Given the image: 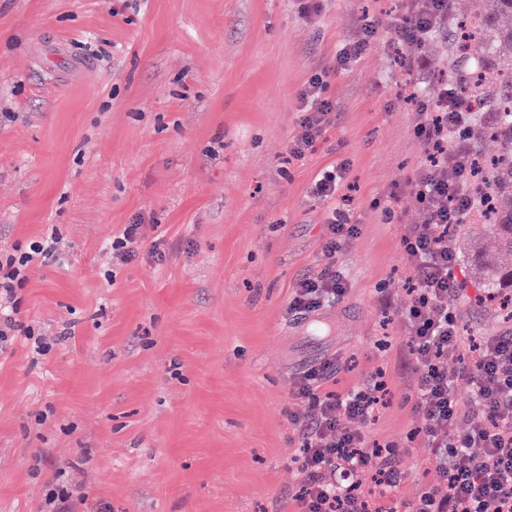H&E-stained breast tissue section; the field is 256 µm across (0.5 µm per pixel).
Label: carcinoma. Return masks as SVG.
I'll return each instance as SVG.
<instances>
[{
	"label": "carcinoma",
	"instance_id": "cac0c4a2",
	"mask_svg": "<svg viewBox=\"0 0 512 512\" xmlns=\"http://www.w3.org/2000/svg\"><path fill=\"white\" fill-rule=\"evenodd\" d=\"M512 16V0H477L474 19L477 31L467 33L453 11H448V30L455 32L451 43L448 83L455 86L460 100L468 105L471 120L457 136L473 144L486 137L500 146V154L478 161L479 175L470 186L478 199L474 215L489 218L474 220L457 234L458 248L475 261V275L485 288L512 293V267L496 264L480 256L482 238L491 234L500 252L512 256V205L500 204L512 198V26H501L504 16ZM495 31L491 41L479 31ZM487 84L497 86L495 96L485 95Z\"/></svg>",
	"mask_w": 512,
	"mask_h": 512
}]
</instances>
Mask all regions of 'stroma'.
<instances>
[{
    "mask_svg": "<svg viewBox=\"0 0 512 512\" xmlns=\"http://www.w3.org/2000/svg\"><path fill=\"white\" fill-rule=\"evenodd\" d=\"M401 8L0 0V250L63 243L14 296L48 351L18 341L0 354V512H44L61 470L68 512H295V383L327 360L329 391L385 372L362 431L401 449L399 493L419 492L430 450L406 400L402 235L425 217L416 112L436 102L449 57L442 34L395 53ZM367 16L376 35L338 65ZM317 75L329 124L294 160L301 94ZM342 164L335 202L316 200L315 181ZM337 209L356 231L330 256ZM138 219L163 232L165 260L147 241L136 261H109ZM328 266L346 278L343 298L290 312L298 281ZM459 277L453 306L470 342L512 328L476 307L467 258Z\"/></svg>",
    "mask_w": 512,
    "mask_h": 512,
    "instance_id": "35a3bbf8",
    "label": "stroma"
}]
</instances>
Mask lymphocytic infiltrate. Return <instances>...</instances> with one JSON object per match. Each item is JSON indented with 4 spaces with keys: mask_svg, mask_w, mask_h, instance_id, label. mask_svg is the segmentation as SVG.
Segmentation results:
<instances>
[{
    "mask_svg": "<svg viewBox=\"0 0 512 512\" xmlns=\"http://www.w3.org/2000/svg\"><path fill=\"white\" fill-rule=\"evenodd\" d=\"M449 0H403L396 25L401 41L414 42L448 19ZM322 80L313 78L302 94L305 115L289 145L301 158L321 136L331 108L321 97ZM470 120L454 89L441 88L435 105H421L416 130L427 163L416 176L425 207L420 224H408L402 237L415 269L416 285L399 321L411 341L409 365L417 377L411 397L422 414L419 434L431 451L418 494L395 497L406 473L393 444L366 448L361 424L374 417L385 383L372 380L341 393L323 391L329 365L312 367L298 381L305 407L300 429V490L297 512H512V333L468 346L452 306L461 292L453 229L474 205L466 187L474 175L469 142L455 129ZM57 248L40 242L20 255L0 256V343L29 335L7 309L16 284L34 262L51 260ZM346 292L341 273L327 269L299 281L289 307L308 314L335 303ZM460 357L471 394L460 400L448 376L449 356ZM370 470L375 485L356 492L359 473Z\"/></svg>",
    "mask_w": 512,
    "mask_h": 512,
    "instance_id": "f902f5d3",
    "label": "lymphocytic infiltrate"
}]
</instances>
